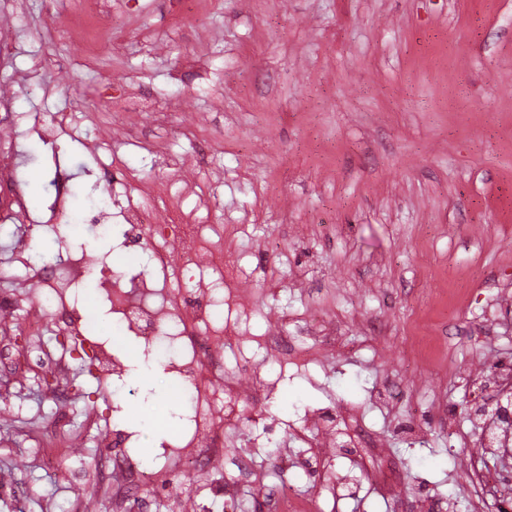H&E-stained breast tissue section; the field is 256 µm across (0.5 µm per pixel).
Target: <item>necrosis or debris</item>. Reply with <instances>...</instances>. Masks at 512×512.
<instances>
[{
	"mask_svg": "<svg viewBox=\"0 0 512 512\" xmlns=\"http://www.w3.org/2000/svg\"><path fill=\"white\" fill-rule=\"evenodd\" d=\"M51 22L64 34L80 33L82 45H104L112 40V14L102 9L86 19L74 20L65 12L51 15ZM157 201L147 205L125 204L121 213L125 221L123 235L133 244L145 245L153 260V274L113 279L112 287L121 294L111 305L112 333L120 338L135 337L147 348L177 346L179 354L169 363L178 376L170 389L174 395L193 393L194 407L185 428L167 433L162 447L173 458L166 473L141 467L125 451L130 435L120 426L102 438L112 455L100 462L94 481L107 488L113 512H148L147 502L138 498L145 485L156 486L170 501L169 512H183L180 493L188 476L212 472L223 460L224 428L236 422L247 404L265 401L263 392H243L241 382L248 378L252 366L242 360L236 364L235 377H227L224 338L228 334L223 322L216 320L215 307L225 299H236V292H223L221 285L235 282L237 266L221 248L212 245L195 224H147L145 210L156 209ZM0 221L19 224L15 251L10 259L0 260V281L11 278L15 263L40 245V227L27 221L24 194L14 176L12 142L0 137ZM57 253L47 269L32 268L44 301L29 313V322H51L58 335H82L89 320L88 305L72 300L73 290L90 272L83 253L72 249L69 224L63 205L50 212Z\"/></svg>",
	"mask_w": 512,
	"mask_h": 512,
	"instance_id": "4bbe7bcc",
	"label": "necrosis or debris"
}]
</instances>
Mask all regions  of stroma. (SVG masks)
Returning <instances> with one entry per match:
<instances>
[{
	"label": "stroma",
	"mask_w": 512,
	"mask_h": 512,
	"mask_svg": "<svg viewBox=\"0 0 512 512\" xmlns=\"http://www.w3.org/2000/svg\"><path fill=\"white\" fill-rule=\"evenodd\" d=\"M108 3L112 41L88 53L45 29L48 0H0L13 47L0 135L30 215L54 203L61 168L77 213L109 191L114 159L128 198L157 189L171 217L221 225L251 306L224 356L248 358L269 390L224 431L225 447L258 444L246 464L261 480L238 498L285 477L263 449L267 419L284 429L291 486L327 512H484L468 479L485 426L471 392L512 363V0ZM39 112L69 115L55 144L33 131ZM72 243L118 275L151 269L119 236L83 229ZM26 277L19 263L0 282L19 299L0 326V481L15 489L0 512H75L101 455L84 406L106 430L125 402L136 455L165 468L172 375L131 339L118 391L77 359L61 376L26 366L30 347L57 343L27 326ZM282 315L299 355L272 386L278 353L259 337ZM319 415L332 449L312 469L302 437ZM358 429L375 447L346 449Z\"/></svg>",
	"instance_id": "1"
}]
</instances>
